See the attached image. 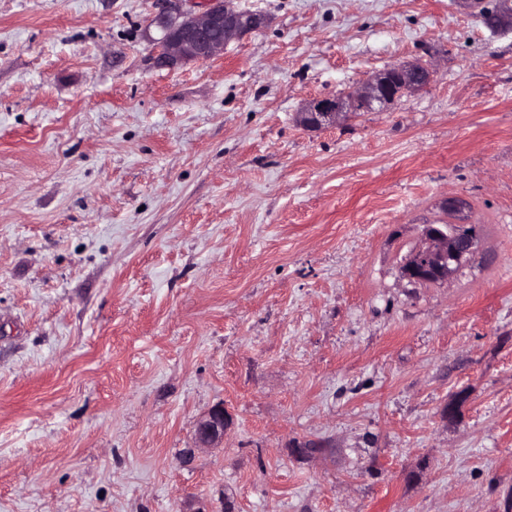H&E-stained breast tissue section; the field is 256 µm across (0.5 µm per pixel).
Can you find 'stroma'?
<instances>
[{"label": "stroma", "instance_id": "35a3bbf8", "mask_svg": "<svg viewBox=\"0 0 512 512\" xmlns=\"http://www.w3.org/2000/svg\"><path fill=\"white\" fill-rule=\"evenodd\" d=\"M236 3L269 27L169 70L155 0H0V512H504L512 28ZM414 58L423 90L297 123ZM448 196L477 252L402 279ZM229 421L223 404H216L203 412L196 422V447H223L224 432L229 425Z\"/></svg>", "mask_w": 512, "mask_h": 512}]
</instances>
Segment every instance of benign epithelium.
Segmentation results:
<instances>
[{
	"label": "benign epithelium",
	"instance_id": "7a95c632",
	"mask_svg": "<svg viewBox=\"0 0 512 512\" xmlns=\"http://www.w3.org/2000/svg\"><path fill=\"white\" fill-rule=\"evenodd\" d=\"M186 2L162 0L159 11L150 20V25L160 32L156 64L161 68L177 69L191 62L210 60L223 52L230 41L267 25L265 15L237 8L234 0H205L199 12L185 8ZM437 74V68L427 61L393 64L347 93L308 102L297 113V122L306 129H320L345 121L357 112L381 110L400 97L427 87ZM441 209L456 218L455 228L446 224L423 226L418 243L401 261V276L409 282L445 284L477 249V234L466 230L462 221L469 209L468 202L450 196L441 202ZM228 425L224 405L210 407L197 419L196 447H222Z\"/></svg>",
	"mask_w": 512,
	"mask_h": 512
}]
</instances>
